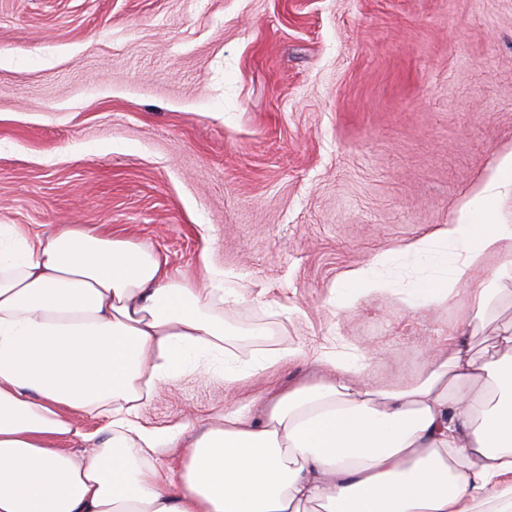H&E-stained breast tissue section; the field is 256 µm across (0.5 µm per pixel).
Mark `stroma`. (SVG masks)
I'll use <instances>...</instances> for the list:
<instances>
[{"label": "stroma", "instance_id": "1", "mask_svg": "<svg viewBox=\"0 0 512 512\" xmlns=\"http://www.w3.org/2000/svg\"><path fill=\"white\" fill-rule=\"evenodd\" d=\"M512 147V0H0V222L87 224L197 279L282 288V317L225 308L260 347L377 351L417 375L450 328L492 352L512 325L493 290L474 323L394 295L330 313L337 277L451 223ZM295 361L234 387L194 371L145 418L193 426L316 380Z\"/></svg>", "mask_w": 512, "mask_h": 512}]
</instances>
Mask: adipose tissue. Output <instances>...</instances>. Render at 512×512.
Listing matches in <instances>:
<instances>
[{"mask_svg":"<svg viewBox=\"0 0 512 512\" xmlns=\"http://www.w3.org/2000/svg\"><path fill=\"white\" fill-rule=\"evenodd\" d=\"M511 190L512 148L452 223L346 271L328 305L394 292L428 312L463 293L481 317L477 265L505 257L494 277L512 280V224L494 218ZM201 263L196 282L96 227L0 223V512H512V326L492 356L449 334L393 386L367 349L260 348L239 362L224 309L243 291L209 254ZM292 359L320 377L268 393L261 423L242 407L190 429L145 418L185 373L233 385ZM176 446L179 464L159 461Z\"/></svg>","mask_w":512,"mask_h":512,"instance_id":"ef3b65f1","label":"adipose tissue"}]
</instances>
